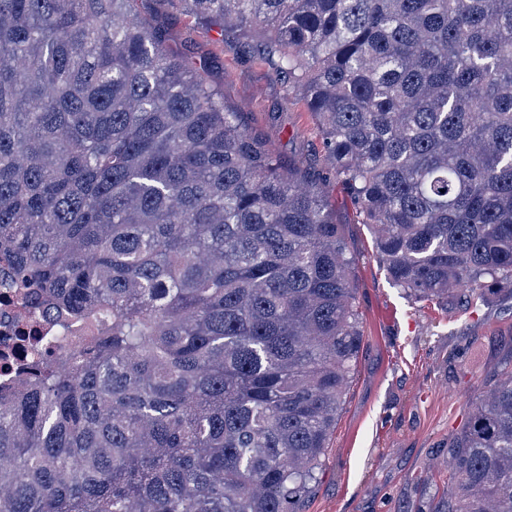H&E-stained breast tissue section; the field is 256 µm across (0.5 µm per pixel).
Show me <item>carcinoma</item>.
Listing matches in <instances>:
<instances>
[{"mask_svg":"<svg viewBox=\"0 0 512 512\" xmlns=\"http://www.w3.org/2000/svg\"><path fill=\"white\" fill-rule=\"evenodd\" d=\"M138 0H0V261L77 347L0 389V512H298L362 341L326 190ZM322 126L390 280L512 288V0H178ZM433 512H512V372Z\"/></svg>","mask_w":512,"mask_h":512,"instance_id":"carcinoma-1","label":"carcinoma"}]
</instances>
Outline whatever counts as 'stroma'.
Masks as SVG:
<instances>
[{"instance_id":"35a3bbf8","label":"stroma","mask_w":512,"mask_h":512,"mask_svg":"<svg viewBox=\"0 0 512 512\" xmlns=\"http://www.w3.org/2000/svg\"><path fill=\"white\" fill-rule=\"evenodd\" d=\"M168 50L204 74L260 132L281 163L301 162L325 183L354 258L362 314L358 366L336 416L322 469L301 512H430L448 486L449 445L476 403L512 371V290L466 302L411 294L389 279L372 232L330 175L321 128L305 103L234 32L183 14L177 0H138Z\"/></svg>"}]
</instances>
